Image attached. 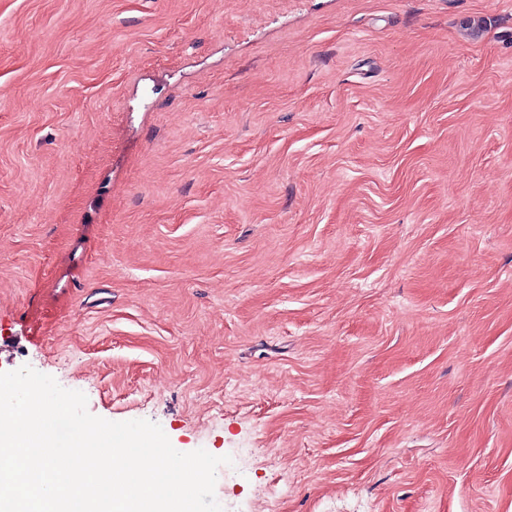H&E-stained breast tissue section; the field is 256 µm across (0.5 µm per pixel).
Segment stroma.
Returning a JSON list of instances; mask_svg holds the SVG:
<instances>
[{"label": "stroma", "instance_id": "1", "mask_svg": "<svg viewBox=\"0 0 512 512\" xmlns=\"http://www.w3.org/2000/svg\"><path fill=\"white\" fill-rule=\"evenodd\" d=\"M25 365L223 512H512V0H0Z\"/></svg>", "mask_w": 512, "mask_h": 512}]
</instances>
